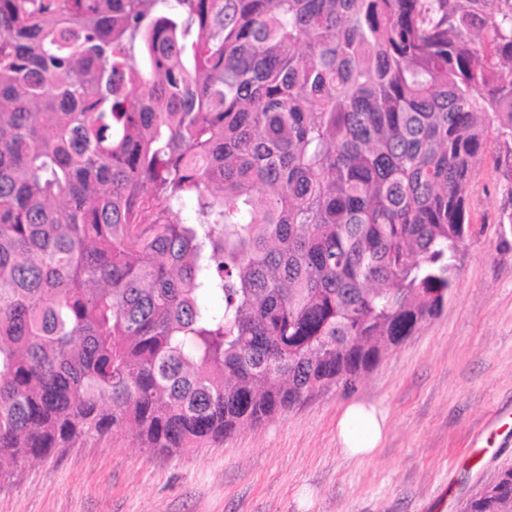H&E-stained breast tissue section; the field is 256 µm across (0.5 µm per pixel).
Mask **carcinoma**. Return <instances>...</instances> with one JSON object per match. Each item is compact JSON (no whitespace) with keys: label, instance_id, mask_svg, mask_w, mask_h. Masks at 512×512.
I'll return each mask as SVG.
<instances>
[{"label":"carcinoma","instance_id":"obj_1","mask_svg":"<svg viewBox=\"0 0 512 512\" xmlns=\"http://www.w3.org/2000/svg\"><path fill=\"white\" fill-rule=\"evenodd\" d=\"M0 0V473L212 443L352 392L437 315L512 12ZM463 512H512V467Z\"/></svg>","mask_w":512,"mask_h":512}]
</instances>
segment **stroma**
Wrapping results in <instances>:
<instances>
[{"label": "stroma", "instance_id": "stroma-1", "mask_svg": "<svg viewBox=\"0 0 512 512\" xmlns=\"http://www.w3.org/2000/svg\"><path fill=\"white\" fill-rule=\"evenodd\" d=\"M472 226L443 310L357 388L329 391L221 443L154 452L130 429L0 478V512H462L512 467V153L489 138ZM382 410L374 455L350 458V404Z\"/></svg>", "mask_w": 512, "mask_h": 512}]
</instances>
